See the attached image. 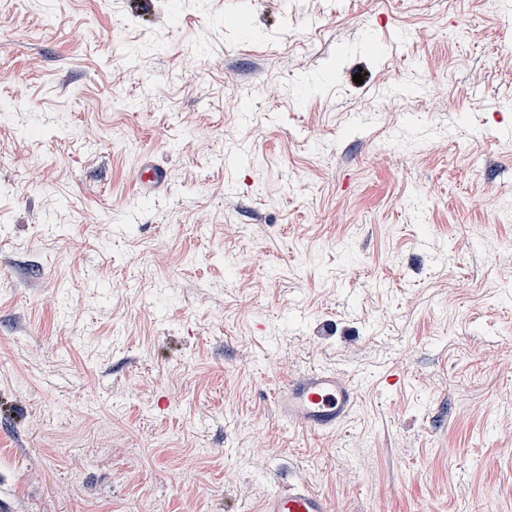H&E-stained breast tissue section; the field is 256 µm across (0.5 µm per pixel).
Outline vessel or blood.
<instances>
[{"instance_id": "vessel-or-blood-1", "label": "vessel or blood", "mask_w": 512, "mask_h": 512, "mask_svg": "<svg viewBox=\"0 0 512 512\" xmlns=\"http://www.w3.org/2000/svg\"><path fill=\"white\" fill-rule=\"evenodd\" d=\"M280 416L289 424L322 436L350 419L359 402L356 383L344 373L309 368L288 376L274 392ZM261 512H333L329 499L298 480L277 482Z\"/></svg>"}]
</instances>
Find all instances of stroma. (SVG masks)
I'll return each instance as SVG.
<instances>
[{"mask_svg":"<svg viewBox=\"0 0 512 512\" xmlns=\"http://www.w3.org/2000/svg\"><path fill=\"white\" fill-rule=\"evenodd\" d=\"M510 203L512 0H0V512H512ZM280 416L289 424L322 436L350 419L359 402V389L347 375L309 368L289 375L274 392ZM329 499L307 483L278 481L261 505V512H332Z\"/></svg>","mask_w":512,"mask_h":512,"instance_id":"1","label":"stroma"}]
</instances>
